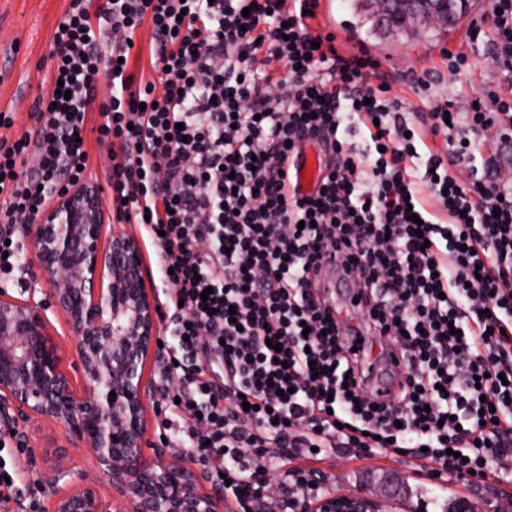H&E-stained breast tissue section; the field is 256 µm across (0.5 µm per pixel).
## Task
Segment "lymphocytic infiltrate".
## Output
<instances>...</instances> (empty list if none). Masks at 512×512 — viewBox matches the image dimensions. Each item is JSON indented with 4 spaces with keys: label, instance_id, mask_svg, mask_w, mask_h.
Segmentation results:
<instances>
[{
    "label": "lymphocytic infiltrate",
    "instance_id": "lymphocytic-infiltrate-1",
    "mask_svg": "<svg viewBox=\"0 0 512 512\" xmlns=\"http://www.w3.org/2000/svg\"><path fill=\"white\" fill-rule=\"evenodd\" d=\"M494 5L501 89L410 119L378 60L312 27L319 0H67L31 128L0 111V276L23 261L15 225L89 179L77 135L98 113L109 206L167 284L170 447L241 504L247 448L512 480V0ZM145 25L144 81L128 60ZM309 142L328 163L304 195L289 163Z\"/></svg>",
    "mask_w": 512,
    "mask_h": 512
}]
</instances>
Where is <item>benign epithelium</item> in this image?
<instances>
[{
	"instance_id": "7a95c632",
	"label": "benign epithelium",
	"mask_w": 512,
	"mask_h": 512,
	"mask_svg": "<svg viewBox=\"0 0 512 512\" xmlns=\"http://www.w3.org/2000/svg\"><path fill=\"white\" fill-rule=\"evenodd\" d=\"M377 24L390 36L423 29L446 31L467 13L442 11L439 0H368ZM100 188L79 183L54 197L39 222L28 226L24 250L48 284L43 298H18L0 287V409L17 425L47 420L67 440L84 442L102 476L127 512H224V491L201 489L204 474L183 467L159 448L147 452L144 402L150 389L142 365L158 342L159 305L147 291L136 240L124 232L102 245L110 217ZM64 316L73 336L83 379L77 388L64 369L66 353L55 341L47 304ZM115 400H110V392ZM55 456L57 488L50 512H110L98 486L64 481L71 470ZM263 512H280L278 487L257 471ZM400 484L395 473L369 484L368 494L330 491L306 512H373L372 496Z\"/></svg>"
}]
</instances>
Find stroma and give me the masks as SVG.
I'll list each match as a JSON object with an SVG mask.
<instances>
[{
  "instance_id": "1",
  "label": "stroma",
  "mask_w": 512,
  "mask_h": 512,
  "mask_svg": "<svg viewBox=\"0 0 512 512\" xmlns=\"http://www.w3.org/2000/svg\"><path fill=\"white\" fill-rule=\"evenodd\" d=\"M65 8V0H0V105L15 113V131L30 127L32 103L50 68L51 34ZM490 12L491 0H475L470 16L448 30L390 38L375 28L366 0H320L313 26L331 32L343 54L361 47L370 50L388 73L393 93L403 97L412 110L424 112L442 100L469 107L483 90L495 87L499 71L489 46ZM475 27L481 28L482 34L473 43L468 33ZM460 50L468 53L467 65L449 70V53ZM160 360V353H152L142 368L143 379L152 388L145 402V419L147 437L154 443L160 442V425L169 413L159 394ZM14 443L7 463L14 467L18 484L36 481L43 486V512H48L56 489L48 460L60 447L66 452L74 480L98 484L112 512H123V503L113 496L112 484L103 479L92 451L66 441L57 424L38 421L19 427ZM312 469L322 490L348 493L364 490L370 474L400 475L406 497L378 499L379 512H441L443 503L452 498L480 501L487 512H512V483L467 484L409 457L357 459L329 451Z\"/></svg>"
}]
</instances>
